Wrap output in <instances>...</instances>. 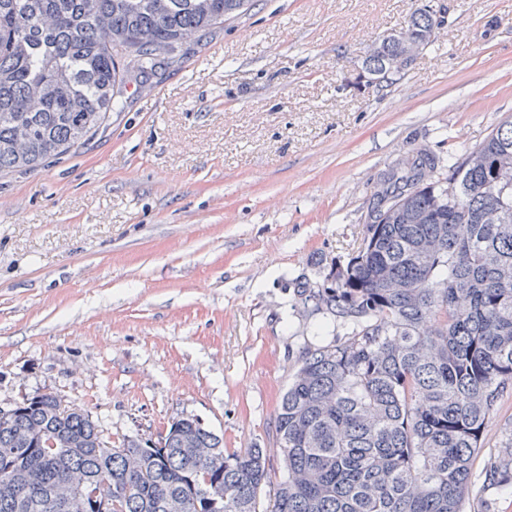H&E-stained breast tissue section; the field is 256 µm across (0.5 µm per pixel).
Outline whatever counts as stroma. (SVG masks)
I'll use <instances>...</instances> for the list:
<instances>
[{
	"label": "stroma",
	"instance_id": "stroma-1",
	"mask_svg": "<svg viewBox=\"0 0 512 512\" xmlns=\"http://www.w3.org/2000/svg\"><path fill=\"white\" fill-rule=\"evenodd\" d=\"M435 43L383 90L362 63L429 0H253L193 39L105 125L43 167L0 174V408L43 393L113 446L190 416L284 480L280 399L332 340L317 288L365 234L381 176L424 146L456 155L512 119V0H444ZM512 442L490 415L464 512H512L485 470Z\"/></svg>",
	"mask_w": 512,
	"mask_h": 512
}]
</instances>
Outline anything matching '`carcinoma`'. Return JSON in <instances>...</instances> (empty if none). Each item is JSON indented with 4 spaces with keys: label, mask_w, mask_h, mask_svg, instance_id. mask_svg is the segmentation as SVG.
<instances>
[{
    "label": "carcinoma",
    "mask_w": 512,
    "mask_h": 512,
    "mask_svg": "<svg viewBox=\"0 0 512 512\" xmlns=\"http://www.w3.org/2000/svg\"><path fill=\"white\" fill-rule=\"evenodd\" d=\"M250 0H0V173L31 170L84 143L105 123L114 90L135 72L147 83L177 61L193 34L234 19ZM447 5L410 18L428 48ZM389 34L362 70L381 76L400 54ZM512 150V121L482 144L443 159L419 158L428 183L402 172L387 191L422 215L416 224H369L343 278L301 285L312 312L348 326L309 348L283 394L275 437L288 477L265 510L261 448L224 450L223 438L189 417L161 448L128 469L126 452L84 409H59L42 394L0 420V512H17L13 487L29 489L26 512H63L55 485L84 481L112 496V512H462L471 466L490 414L512 389V163L470 158ZM30 425L83 443L47 448L20 441ZM195 439L219 462L182 450ZM512 479V448L486 479Z\"/></svg>",
    "instance_id": "cac0c4a2"
}]
</instances>
